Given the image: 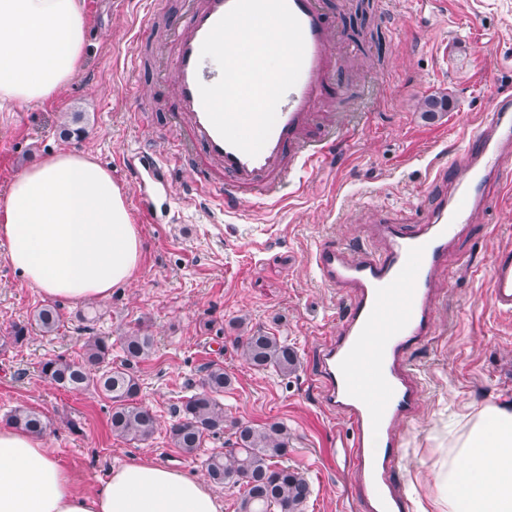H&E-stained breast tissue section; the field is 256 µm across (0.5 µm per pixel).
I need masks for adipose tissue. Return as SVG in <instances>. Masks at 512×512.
I'll return each instance as SVG.
<instances>
[{"label": "adipose tissue", "instance_id": "ef3b65f1", "mask_svg": "<svg viewBox=\"0 0 512 512\" xmlns=\"http://www.w3.org/2000/svg\"><path fill=\"white\" fill-rule=\"evenodd\" d=\"M77 0H0V111L45 103L84 65ZM0 242L28 286L63 302L103 300L131 282L145 245L126 188L90 155L52 151L0 200ZM417 512H512V403L466 407L437 440ZM205 480L148 458L94 490L47 438L0 424V512H222Z\"/></svg>", "mask_w": 512, "mask_h": 512}]
</instances>
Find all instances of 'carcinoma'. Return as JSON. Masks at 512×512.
I'll return each instance as SVG.
<instances>
[{"mask_svg":"<svg viewBox=\"0 0 512 512\" xmlns=\"http://www.w3.org/2000/svg\"><path fill=\"white\" fill-rule=\"evenodd\" d=\"M36 327L44 334L56 332L62 322L60 305L46 303L33 314ZM123 363L112 365V341L91 334L85 339L77 361L62 356L41 363V374L51 384L68 391H91L111 403L112 434L146 443L157 430L153 411L136 402L140 385L134 367L154 348V337L137 329L119 337ZM241 355L257 370L272 369L288 375L297 369L298 359L286 341L262 330H247L240 338ZM230 385L224 366L211 362L204 368L201 389L175 408V420L168 429L172 445L184 455L198 454L209 436L224 431L226 418L220 395ZM11 422L31 433L45 431L41 414L18 408ZM235 442L227 451H213L205 459L209 479L216 485L245 486L238 512H302L310 495L308 482L295 470L280 463L288 453V430L280 422L261 427L236 423Z\"/></svg>","mask_w":512,"mask_h":512,"instance_id":"cac0c4a2","label":"carcinoma"}]
</instances>
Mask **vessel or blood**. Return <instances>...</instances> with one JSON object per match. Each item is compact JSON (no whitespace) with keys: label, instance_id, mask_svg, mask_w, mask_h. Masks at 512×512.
I'll list each match as a JSON object with an SVG mask.
<instances>
[{"label":"vessel or blood","instance_id":"obj_1","mask_svg":"<svg viewBox=\"0 0 512 512\" xmlns=\"http://www.w3.org/2000/svg\"><path fill=\"white\" fill-rule=\"evenodd\" d=\"M234 0H189L170 25L159 52L172 74L169 130L174 151L159 161L147 147L126 170L134 190L169 182L177 166L191 189L214 195L217 207L263 206L301 185L302 175L327 162L344 122H326L327 101L340 56L326 0H287L304 36L305 54L296 85L281 99L270 136L256 156L227 143L210 123L199 84L218 82L217 63L200 55L201 45ZM448 186L436 196L432 218L410 227L378 219L383 250H349L320 242L311 256L317 277L353 294L335 337L320 347L318 380L324 407L345 419L354 432L344 445L363 489L366 512H405L402 490L391 473L402 454L399 422L416 408L418 382L404 363L406 347L434 329L432 296L437 269L448 247L476 214L486 211L497 191H512V94L499 93L463 149L448 161ZM491 302L512 316V247L490 260Z\"/></svg>","mask_w":512,"mask_h":512}]
</instances>
